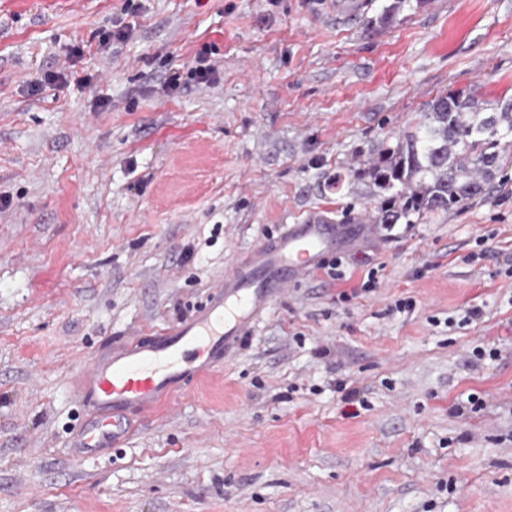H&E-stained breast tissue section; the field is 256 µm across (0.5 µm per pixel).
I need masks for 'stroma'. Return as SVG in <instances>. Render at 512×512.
<instances>
[{"mask_svg": "<svg viewBox=\"0 0 512 512\" xmlns=\"http://www.w3.org/2000/svg\"><path fill=\"white\" fill-rule=\"evenodd\" d=\"M391 2L0 0V512H512V164L289 286L117 447L71 446L88 353L188 316L264 234L376 212L365 163L434 98L512 96V0L376 25ZM206 43L216 81L166 90Z\"/></svg>", "mask_w": 512, "mask_h": 512, "instance_id": "1", "label": "stroma"}]
</instances>
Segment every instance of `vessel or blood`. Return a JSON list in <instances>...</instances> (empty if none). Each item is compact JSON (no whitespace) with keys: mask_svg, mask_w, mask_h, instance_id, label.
I'll list each match as a JSON object with an SVG mask.
<instances>
[{"mask_svg":"<svg viewBox=\"0 0 512 512\" xmlns=\"http://www.w3.org/2000/svg\"><path fill=\"white\" fill-rule=\"evenodd\" d=\"M370 224H339L311 215L263 237L187 318L149 336H126L92 351L73 394L84 419L75 446L99 454L129 433L131 420L185 396L251 335L288 283L309 276Z\"/></svg>","mask_w":512,"mask_h":512,"instance_id":"1","label":"vessel or blood"}]
</instances>
